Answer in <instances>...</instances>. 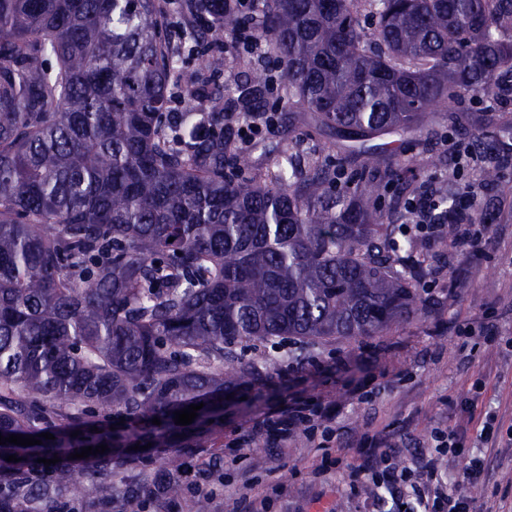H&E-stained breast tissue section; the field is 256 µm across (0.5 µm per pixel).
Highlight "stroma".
I'll return each instance as SVG.
<instances>
[{
    "instance_id": "obj_1",
    "label": "stroma",
    "mask_w": 512,
    "mask_h": 512,
    "mask_svg": "<svg viewBox=\"0 0 512 512\" xmlns=\"http://www.w3.org/2000/svg\"><path fill=\"white\" fill-rule=\"evenodd\" d=\"M215 64L210 86L225 99L238 95V79L252 70L268 73L271 81L261 94V111L271 121L244 144L238 177L257 179L281 159L286 142H294L300 157L335 160L329 135L316 136L286 120L288 83L276 52L248 54L214 38L205 46ZM470 146L480 159L495 158L503 180L512 181V133L486 129L472 138L460 127L441 123L433 131L384 136L374 144L399 160L415 182L456 188L482 186L480 221L488 232L478 249L449 252L447 245L419 243L433 256L425 281L419 318L366 340L340 339L315 347L311 362L297 365L288 359L291 344L267 349L279 359L277 371L263 385L232 394L224 412V433L217 449L197 452L155 448L147 461L154 472L177 465L186 480H194L212 456L222 459L224 484L212 496L208 512H248L233 503L231 494L242 480L266 497L267 512H368L366 500L377 495L371 481L352 483V467L374 461L375 448L414 465L432 442L435 431L456 421L468 430L480 427L487 410H495L500 427L498 447L483 449L486 476L471 493L492 512H512V198L481 182L478 163L459 168L448 161V140ZM462 274L460 285L449 288L439 279L441 269ZM368 400H360L363 391ZM477 397L474 413L461 411L462 401ZM336 406V434L329 447L317 448L298 437L285 448L273 436L254 439L249 429L258 416L298 404Z\"/></svg>"
}]
</instances>
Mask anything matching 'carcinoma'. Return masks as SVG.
<instances>
[{
  "instance_id": "carcinoma-1",
  "label": "carcinoma",
  "mask_w": 512,
  "mask_h": 512,
  "mask_svg": "<svg viewBox=\"0 0 512 512\" xmlns=\"http://www.w3.org/2000/svg\"><path fill=\"white\" fill-rule=\"evenodd\" d=\"M222 2L187 0L174 43L163 0H0V435L55 436L0 445V512H134L142 495L160 507L185 493L183 474L158 489L133 446L214 447L224 394L276 367L236 344L365 339L420 311L423 262L399 258L398 207L376 205L410 183L365 143L433 126L447 100L512 95V0H262L288 125L331 132L361 171L290 156L247 182L224 173L238 154L220 89L207 112L168 111L211 69L203 52L179 65L183 53L246 25ZM268 82L254 71L241 103L257 108ZM448 120L476 133L495 115ZM483 179L512 196L495 163ZM119 468L133 481L119 485Z\"/></svg>"
}]
</instances>
